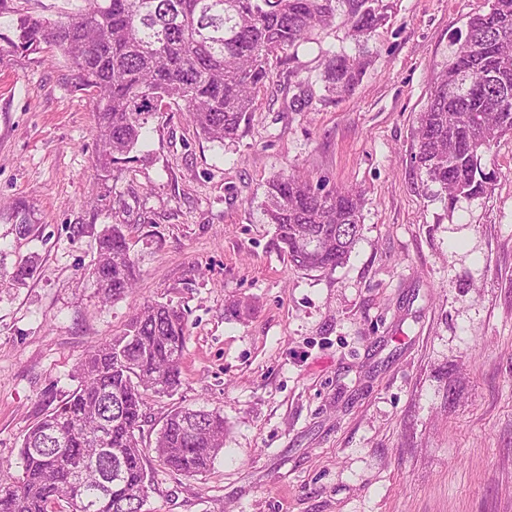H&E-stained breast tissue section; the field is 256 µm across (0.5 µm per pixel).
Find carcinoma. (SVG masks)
<instances>
[{"mask_svg": "<svg viewBox=\"0 0 512 512\" xmlns=\"http://www.w3.org/2000/svg\"><path fill=\"white\" fill-rule=\"evenodd\" d=\"M86 2L83 12L52 20L0 0V16H16L8 25L12 34L0 32V52L44 44L68 58L95 105V169L103 183L164 100H180L204 138L232 141L255 111L271 56L337 26L363 46L388 20L384 0ZM456 45L417 117L411 155L450 209L487 192L483 159L512 135V0H489ZM321 55L327 91L336 99L351 95L370 60L343 47ZM262 210L289 261L306 271L336 268L360 236V194L314 187L293 174L268 182ZM98 251L89 271L98 292L107 302L126 295L137 270L125 225L104 227ZM35 271L28 259L1 268L0 279L21 287ZM187 340L181 308L151 302L135 311L121 334L88 351L65 404L25 434L21 476L10 483L0 478V512H56L62 502L68 512H144L151 452L180 475L206 472L224 448L220 411L178 406L153 448L143 447L140 435L148 396L171 395L181 384Z\"/></svg>", "mask_w": 512, "mask_h": 512, "instance_id": "obj_1", "label": "carcinoma"}]
</instances>
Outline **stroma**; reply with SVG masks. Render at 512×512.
<instances>
[{
    "label": "stroma",
    "mask_w": 512,
    "mask_h": 512,
    "mask_svg": "<svg viewBox=\"0 0 512 512\" xmlns=\"http://www.w3.org/2000/svg\"><path fill=\"white\" fill-rule=\"evenodd\" d=\"M354 92L327 99L319 47L280 51L241 137L200 136L182 104L152 113L100 208L89 95L54 48L0 54V475L67 401L91 345L136 308L184 309L182 383L148 400L152 444L175 407L224 412V449L185 477L158 462L146 512H512V136L483 198L447 209L414 171L416 117L487 0H389ZM362 193L343 265L297 269L260 204L273 176ZM44 235H19L16 204ZM128 227L139 276L107 302L88 273L104 225ZM246 300L249 312L233 310ZM36 268L32 260H25L16 263L11 270L0 269V279H8V281L16 286H24L28 279L32 278Z\"/></svg>",
    "instance_id": "stroma-1"
}]
</instances>
